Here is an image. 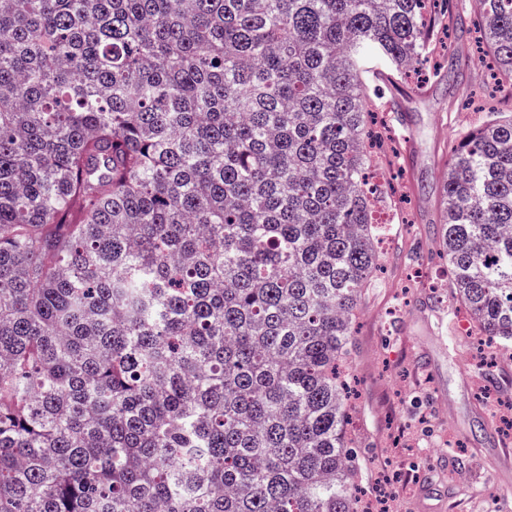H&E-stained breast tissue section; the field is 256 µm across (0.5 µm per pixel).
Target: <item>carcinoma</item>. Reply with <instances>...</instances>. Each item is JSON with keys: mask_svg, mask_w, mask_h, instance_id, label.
<instances>
[{"mask_svg": "<svg viewBox=\"0 0 512 512\" xmlns=\"http://www.w3.org/2000/svg\"><path fill=\"white\" fill-rule=\"evenodd\" d=\"M438 0H0V512H358L344 380L392 195L368 64ZM512 91V0H470ZM439 248L512 348V113Z\"/></svg>", "mask_w": 512, "mask_h": 512, "instance_id": "1", "label": "carcinoma"}]
</instances>
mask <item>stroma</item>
Listing matches in <instances>:
<instances>
[{
	"label": "stroma",
	"instance_id": "1",
	"mask_svg": "<svg viewBox=\"0 0 512 512\" xmlns=\"http://www.w3.org/2000/svg\"><path fill=\"white\" fill-rule=\"evenodd\" d=\"M456 66L421 94L377 86L373 107L396 152L379 157L407 223L387 227L383 267L364 293L352 346L356 391L351 433L359 484L374 493L400 474L389 512H512V437L494 413L512 412V355L481 341L450 295L407 275L436 248L446 161L457 134L512 98L486 92L489 64L457 10ZM468 86L473 96L461 101Z\"/></svg>",
	"mask_w": 512,
	"mask_h": 512
}]
</instances>
